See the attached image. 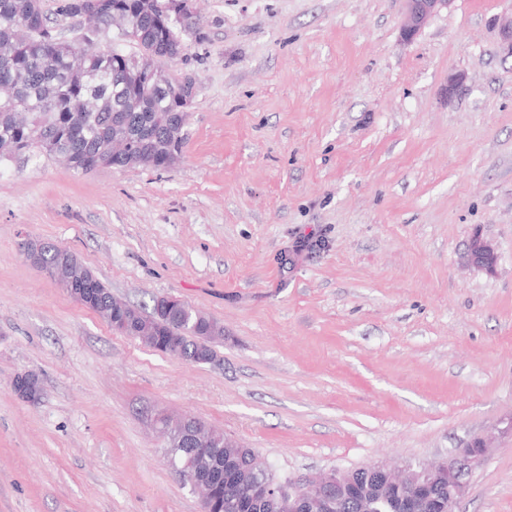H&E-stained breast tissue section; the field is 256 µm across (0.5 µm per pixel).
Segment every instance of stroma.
I'll list each match as a JSON object with an SVG mask.
<instances>
[{
    "instance_id": "1",
    "label": "stroma",
    "mask_w": 512,
    "mask_h": 512,
    "mask_svg": "<svg viewBox=\"0 0 512 512\" xmlns=\"http://www.w3.org/2000/svg\"><path fill=\"white\" fill-rule=\"evenodd\" d=\"M402 8L197 0L203 37L166 65L196 86L174 167L0 165V512H200L162 414L281 478L438 463L494 430L455 512H512V0H450L410 41ZM476 237L493 267L465 264ZM27 239L122 302L223 323L214 361L111 330Z\"/></svg>"
}]
</instances>
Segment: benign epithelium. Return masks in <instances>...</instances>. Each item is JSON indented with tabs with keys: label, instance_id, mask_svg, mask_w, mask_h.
<instances>
[{
	"label": "benign epithelium",
	"instance_id": "benign-epithelium-1",
	"mask_svg": "<svg viewBox=\"0 0 512 512\" xmlns=\"http://www.w3.org/2000/svg\"><path fill=\"white\" fill-rule=\"evenodd\" d=\"M450 0H403L401 31L405 39H413L425 27L428 20L441 9L448 7ZM166 14L183 18L195 14L194 0H167ZM496 256L493 246L476 237L469 251L468 261L473 265L491 267ZM158 426L166 434V447L173 448L190 440L200 443L201 425L195 419L183 416L171 418L162 416ZM493 449L490 437H476L465 447L458 449L448 461L440 466L428 464H406L401 468H391L381 464H371L369 469L377 481L375 493L383 498L398 494L405 488H415L419 494L408 498L404 503V512H447L466 493L468 483L463 476L464 466L471 461L483 460ZM171 466L184 477L193 490L211 488L216 490L219 484L198 468L196 459L186 458L177 461L169 457ZM448 474V503L437 500L430 490L431 477L439 472ZM350 485V470L336 468L313 479H304L297 483L281 482L271 485H255L253 496L264 498L273 494L277 498L281 512H321L322 501L334 499L345 493Z\"/></svg>",
	"mask_w": 512,
	"mask_h": 512
}]
</instances>
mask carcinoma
<instances>
[{
    "label": "carcinoma",
    "instance_id": "cac0c4a2",
    "mask_svg": "<svg viewBox=\"0 0 512 512\" xmlns=\"http://www.w3.org/2000/svg\"><path fill=\"white\" fill-rule=\"evenodd\" d=\"M25 0H0V163L39 153L63 157L87 173L102 167L135 166L166 170L184 144L187 113L154 88L148 75L181 55L187 41L201 39L199 22L171 19L165 0H65L63 15L76 18L95 8L90 30L79 27L67 40L55 33L42 0L25 9ZM130 42L138 51L128 52ZM44 266L66 259L75 273L66 283L72 298L94 311L111 329L139 339L147 347L185 360L215 354L224 326L207 314L171 310L162 298L149 314L113 298L111 290L68 249L41 241ZM210 439V470L224 472V487L213 498L212 512H278L269 500L250 499L238 477L257 483L276 477L257 462L258 454L205 428ZM374 477L362 467L351 473L354 497L327 512H360L358 498L372 494Z\"/></svg>",
    "mask_w": 512,
    "mask_h": 512
}]
</instances>
